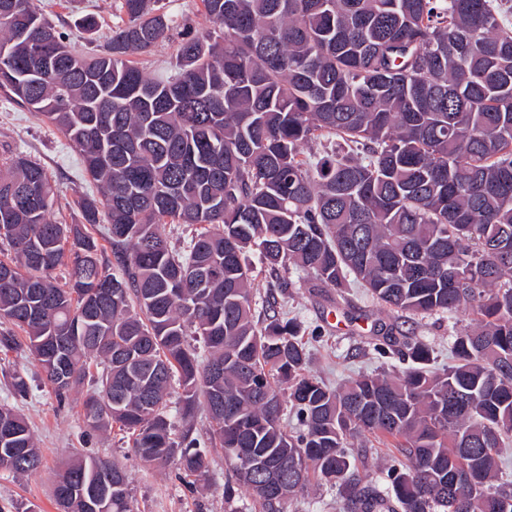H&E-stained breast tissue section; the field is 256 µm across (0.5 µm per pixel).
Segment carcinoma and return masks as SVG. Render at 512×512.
I'll list each match as a JSON object with an SVG mask.
<instances>
[{
  "label": "carcinoma",
  "mask_w": 512,
  "mask_h": 512,
  "mask_svg": "<svg viewBox=\"0 0 512 512\" xmlns=\"http://www.w3.org/2000/svg\"><path fill=\"white\" fill-rule=\"evenodd\" d=\"M201 4L204 35L161 0H119L121 24L83 53L33 0H0V73L11 74L0 91L79 150L98 192L81 200L82 223L57 224L46 170L0 158V324L25 333L61 403L104 362L84 422L127 433L147 466L204 476L191 419L205 408L210 447L262 512H283L313 479L337 487L336 512H512V480L499 477L512 441V0ZM174 39L166 75L132 60ZM42 42L58 51L50 66L34 54ZM333 137L363 157L305 155ZM101 223L110 267L88 229ZM166 224L198 231L180 251ZM254 248L272 273L293 265L338 293L355 283L401 314L468 306L478 327L454 336L453 362L434 373L426 342L380 322L373 350L412 366L331 388L310 373L295 320L256 318ZM6 430L0 468L37 472L27 419L0 406ZM368 435L397 452L385 492L356 465ZM233 448L272 459L260 476L276 482L272 496ZM92 476L106 512H131L127 472L97 457L56 474V506L92 512Z\"/></svg>",
  "instance_id": "obj_1"
}]
</instances>
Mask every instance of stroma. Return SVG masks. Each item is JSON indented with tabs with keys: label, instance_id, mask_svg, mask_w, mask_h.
Segmentation results:
<instances>
[{
	"label": "stroma",
	"instance_id": "obj_1",
	"mask_svg": "<svg viewBox=\"0 0 512 512\" xmlns=\"http://www.w3.org/2000/svg\"><path fill=\"white\" fill-rule=\"evenodd\" d=\"M117 2L37 0L36 5L56 30L87 51L92 45L103 44L118 22ZM88 13L95 14L99 21L96 32L91 34L79 26L81 17ZM17 153L30 156L50 176L56 191L51 220L78 222V201L94 191L82 156L60 131L27 106L0 93V156ZM288 278L292 286L277 300L312 333L308 341L311 373L336 387L360 372L399 368L397 357H382L368 349L374 323L395 321L397 313L382 308L355 286L341 295L333 289L317 287L304 273L293 269ZM476 326V315L463 310L451 316L412 319L403 323L402 329L432 346L435 365L440 368L449 362L454 333ZM17 373L29 385V392L23 397L15 395L10 385L12 375ZM92 388V381H85L69 401L58 403L26 352L0 348V406L16 408L27 418L44 461L39 472L23 477L0 469V507L14 505L24 512H56L52 501L55 475L80 454L111 456L127 468L132 512H259L258 504L243 487H235L232 496H225L224 485L231 474L222 452L212 451L206 480L192 483L172 464L162 469L143 467L119 431L87 435L81 402ZM336 498V487L315 481L287 500L284 508L286 512H336Z\"/></svg>",
	"mask_w": 512,
	"mask_h": 512
}]
</instances>
